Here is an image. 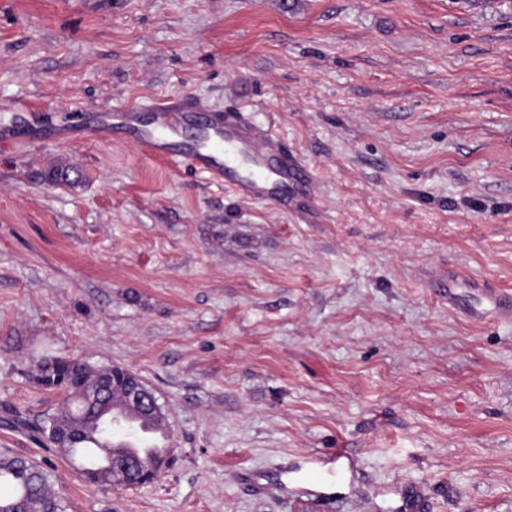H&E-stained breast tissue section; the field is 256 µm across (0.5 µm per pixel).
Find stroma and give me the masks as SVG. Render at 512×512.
I'll list each match as a JSON object with an SVG mask.
<instances>
[{"label": "stroma", "mask_w": 512, "mask_h": 512, "mask_svg": "<svg viewBox=\"0 0 512 512\" xmlns=\"http://www.w3.org/2000/svg\"><path fill=\"white\" fill-rule=\"evenodd\" d=\"M245 106L320 209L244 202L106 138L0 149V456L67 512H305L267 477L339 448L431 512H512V320L450 309L449 268L512 289V0H0V125L131 98ZM140 375L174 460L87 483L10 425L58 408L44 354Z\"/></svg>", "instance_id": "1"}]
</instances>
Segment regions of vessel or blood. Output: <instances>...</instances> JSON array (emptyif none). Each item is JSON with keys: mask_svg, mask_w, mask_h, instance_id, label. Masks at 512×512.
Returning <instances> with one entry per match:
<instances>
[{"mask_svg": "<svg viewBox=\"0 0 512 512\" xmlns=\"http://www.w3.org/2000/svg\"><path fill=\"white\" fill-rule=\"evenodd\" d=\"M148 112L159 116V126L145 122ZM83 130L112 136L151 158L186 162L245 201L293 208L298 190L310 181L308 171L273 135L270 125L256 122L240 109L213 111L194 96L130 101L99 110L87 118ZM31 133L30 112L25 105H17L13 123L0 128V144ZM482 292L494 314L512 318L511 292L488 285ZM116 417L133 432L130 438L116 440L117 453L151 458L170 448L166 429L122 409ZM351 464L348 451L340 448L321 463L309 460L296 470L277 473L269 486L274 489L287 481L297 483L305 500L331 507L336 503L333 488L344 481Z\"/></svg>", "mask_w": 512, "mask_h": 512, "instance_id": "obj_1", "label": "vessel or blood"}]
</instances>
